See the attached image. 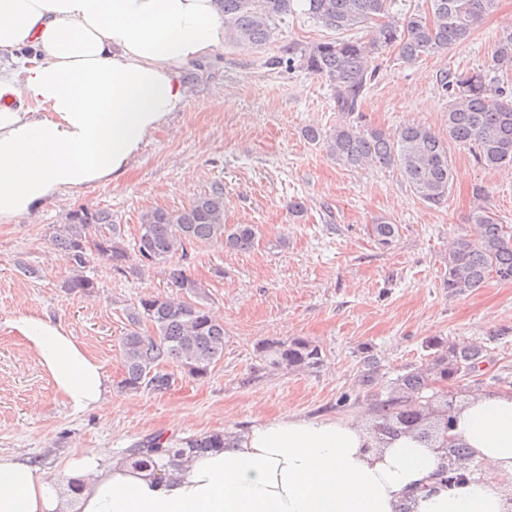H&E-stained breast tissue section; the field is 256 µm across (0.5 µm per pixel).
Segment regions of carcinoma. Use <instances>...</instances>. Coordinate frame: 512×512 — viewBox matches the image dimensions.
<instances>
[{
	"mask_svg": "<svg viewBox=\"0 0 512 512\" xmlns=\"http://www.w3.org/2000/svg\"><path fill=\"white\" fill-rule=\"evenodd\" d=\"M224 8L225 40L243 47L261 48L273 35L276 21L288 13L291 0H220ZM431 12L413 13L403 21L390 18L387 0H306L307 14L336 37L306 46L284 44L269 64L303 69L324 77L332 90L336 127L329 132L309 126L306 139L321 142L336 164L346 169L374 165L397 168L416 196L429 206L448 201L452 182L448 145L470 150L486 168L512 166V87L489 85L482 72L458 73L443 70L439 85L449 97L446 122L448 137L428 127L404 124L392 132L354 126L365 91L377 70L372 59L379 51L394 47L405 65L422 56L441 54L452 45L467 41L482 18L493 12L497 0H430ZM369 37L358 36L360 31ZM490 67H512V27L502 30L495 41ZM474 238L463 239L448 252V294L462 296L481 287L494 274L501 281H512V226L500 221L487 205L477 206L471 215ZM398 225L379 217L371 225L378 244L393 242ZM258 241L254 224L224 223V188L215 185L201 193L183 209L170 211L154 207L140 216L133 249L126 248L122 225L112 213L89 207L70 211L62 228L53 237L72 270L64 289L91 296L98 288L86 275L97 260H104L114 272L123 274L130 260L151 268L173 257L181 263L170 268L172 287L197 294L200 284L187 273L192 248L200 244L248 251ZM126 327L120 341L124 376L119 388L124 392L170 389L173 374L166 364H177L196 377H204L215 362L224 358V324L207 308L147 294L126 309ZM426 348L434 351L427 366L410 371L394 382L381 398L376 394L378 421L376 437L394 438L411 433L444 449L440 469L453 461V470L471 462L465 446L448 437L456 397L444 393H423L431 384L457 380L474 372L482 363L484 349L479 345H457L433 338ZM266 367L312 370L322 363V349L304 338L267 341L257 348ZM224 433L214 431L185 442L163 444L161 435L149 434L136 442L129 459L138 467L163 477L186 451L224 447Z\"/></svg>",
	"mask_w": 512,
	"mask_h": 512,
	"instance_id": "obj_1",
	"label": "carcinoma"
}]
</instances>
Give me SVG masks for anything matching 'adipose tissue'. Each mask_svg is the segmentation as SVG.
<instances>
[{
  "instance_id": "1",
  "label": "adipose tissue",
  "mask_w": 512,
  "mask_h": 512,
  "mask_svg": "<svg viewBox=\"0 0 512 512\" xmlns=\"http://www.w3.org/2000/svg\"><path fill=\"white\" fill-rule=\"evenodd\" d=\"M224 35L219 0H0V96L19 104L0 108V224L125 175ZM8 325L64 404L104 409L103 364L62 323L20 310ZM452 434L482 469L450 484L440 449L292 410L162 479L108 448L71 455L61 476L0 453V512H512V392H470Z\"/></svg>"
}]
</instances>
